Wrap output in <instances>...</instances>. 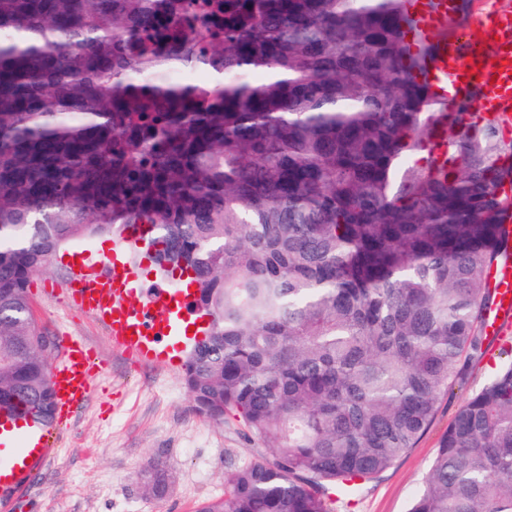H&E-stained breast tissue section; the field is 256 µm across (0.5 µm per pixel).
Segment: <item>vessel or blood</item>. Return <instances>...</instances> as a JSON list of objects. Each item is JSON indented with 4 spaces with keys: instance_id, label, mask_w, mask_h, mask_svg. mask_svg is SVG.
<instances>
[{
    "instance_id": "vessel-or-blood-1",
    "label": "vessel or blood",
    "mask_w": 512,
    "mask_h": 512,
    "mask_svg": "<svg viewBox=\"0 0 512 512\" xmlns=\"http://www.w3.org/2000/svg\"><path fill=\"white\" fill-rule=\"evenodd\" d=\"M408 11L415 20L411 41L434 48L422 78L440 106L473 99L476 109L464 114V121L494 125L511 135L512 12L500 13L475 43L456 24V0H408ZM72 260L79 270L71 286L78 306L96 314L113 343L140 361L166 358L172 340L201 320L191 284L170 288L137 282L134 270L114 253L105 257L112 267L107 275L82 274L87 263L83 253L73 254ZM490 285L497 300L486 333L498 337L512 324V265L494 269ZM50 380L56 402L53 424L24 422L0 435V512H17L19 492L45 465L57 425L89 398L93 387L89 353L68 341Z\"/></svg>"
}]
</instances>
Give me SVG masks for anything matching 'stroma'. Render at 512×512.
Masks as SVG:
<instances>
[{
    "label": "stroma",
    "instance_id": "stroma-1",
    "mask_svg": "<svg viewBox=\"0 0 512 512\" xmlns=\"http://www.w3.org/2000/svg\"><path fill=\"white\" fill-rule=\"evenodd\" d=\"M64 255L32 277L34 318L54 344L79 339L99 367L88 400L56 432L46 466L29 482L27 512H195L199 502L224 494L232 465L260 445L234 426L196 414L183 381V360L142 363L117 349L107 327L72 301ZM512 346V329L492 340L486 359L473 362L466 385L443 398L427 433L405 455L361 485L353 507L336 512H408L457 409L489 376L490 359ZM158 461L172 475L160 498L145 496L140 470Z\"/></svg>",
    "mask_w": 512,
    "mask_h": 512
}]
</instances>
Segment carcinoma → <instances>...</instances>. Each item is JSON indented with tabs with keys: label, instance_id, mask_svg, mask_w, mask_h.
<instances>
[{
	"label": "carcinoma",
	"instance_id": "cac0c4a2",
	"mask_svg": "<svg viewBox=\"0 0 512 512\" xmlns=\"http://www.w3.org/2000/svg\"><path fill=\"white\" fill-rule=\"evenodd\" d=\"M405 3L0 0L1 413L55 417L32 275L75 239L135 255L141 223L211 316L184 362L195 412L263 443L196 512H333L331 489L415 446L489 342L512 139L417 79ZM442 119L448 168L409 164ZM139 480L160 497L170 474ZM409 512H512V358Z\"/></svg>",
	"mask_w": 512,
	"mask_h": 512
}]
</instances>
